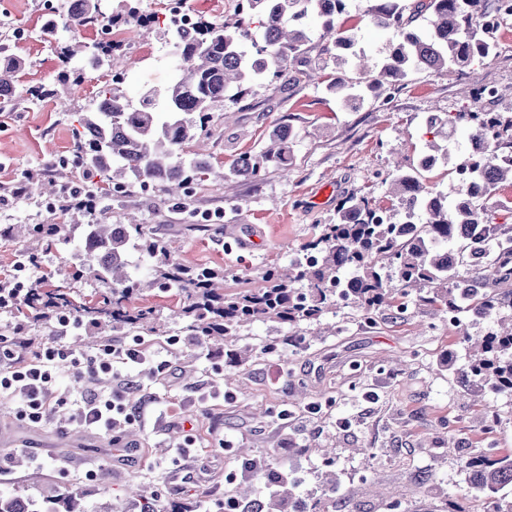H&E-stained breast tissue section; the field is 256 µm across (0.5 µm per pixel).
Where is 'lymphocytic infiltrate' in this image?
Masks as SVG:
<instances>
[{
    "label": "lymphocytic infiltrate",
    "mask_w": 512,
    "mask_h": 512,
    "mask_svg": "<svg viewBox=\"0 0 512 512\" xmlns=\"http://www.w3.org/2000/svg\"><path fill=\"white\" fill-rule=\"evenodd\" d=\"M53 318L50 342L35 343L21 322L13 325L11 335L0 336V396L16 397L19 420L38 424L55 416L120 443L122 428L133 424L137 414L131 401L133 381L153 382L166 370L163 343L140 334L120 343L107 337L93 352L84 353L71 348L69 340L86 329V322L63 309L55 311ZM64 366L85 384L79 399L51 393ZM103 379L113 383L106 395L94 387Z\"/></svg>",
    "instance_id": "obj_1"
}]
</instances>
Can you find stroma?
Wrapping results in <instances>:
<instances>
[{
	"instance_id": "obj_1",
	"label": "stroma",
	"mask_w": 512,
	"mask_h": 512,
	"mask_svg": "<svg viewBox=\"0 0 512 512\" xmlns=\"http://www.w3.org/2000/svg\"><path fill=\"white\" fill-rule=\"evenodd\" d=\"M365 0H348L341 20L354 34L357 46L373 61L386 51V35L360 19ZM47 16L42 0H0V43L12 46L26 61L18 88L51 83L61 70L57 39L43 35ZM313 37L307 57L322 66L320 80L299 79L281 84L266 81L252 86L237 100L226 102V118L212 121L203 149L218 168L233 166L243 155L257 156L269 144L277 126L291 125L293 144L289 171L269 169L257 182L210 180L195 185L189 210L167 203L162 192L134 189L123 205L108 203L112 223L136 215L149 230L166 241L188 266L224 270L227 291L252 288L263 269L283 266L302 246L336 217L339 198L356 195L387 205V181L396 166L415 161L431 134L425 125L435 112H463L476 104L475 84L503 92L497 111L512 109V17L503 24L497 56L475 69L436 73L418 71L389 98L365 94L355 106L345 105L329 92L326 81L336 70L323 54L322 22L309 19ZM22 26L28 38L13 41L11 30ZM149 44L151 54L132 53L131 44ZM116 53L129 59L124 90L139 98L148 87L168 85L172 56L163 30L153 24L131 25L116 32ZM74 88L65 101L24 94L13 108L0 112V225L64 223V216L42 213L37 195H19L18 179L42 175L51 155L71 151L73 129L90 104L99 101L111 76L104 70L69 67ZM220 215L209 232H193L196 216ZM76 236L18 242L0 238V273L11 270L21 255L37 252L40 264L51 266L49 286L67 288L74 298L100 292L89 278L74 276ZM141 306L155 309L159 334L172 338L163 353L168 369L164 379L145 386L153 401L128 429L143 448L138 463L125 464L110 438L85 434L72 442L69 428L50 419L37 427L16 418L11 399L0 397V458L8 461L0 474V494L21 495L34 487L35 499H49L80 491L86 512L105 506L120 512H141L142 500L132 494L138 486L152 492L164 512H193L199 493L221 498L233 494L224 470L232 459L229 448H247L266 455L278 468V451L293 447L289 464L302 474L300 493L332 495L336 512H446L449 495L463 486L458 461L482 448L481 430L487 420L482 407L491 402L499 419L503 451L512 452V396L486 394L484 400L465 398L466 387L449 360H461L460 330L480 336L489 323L451 326L447 315L409 304L402 314L385 310L373 322L361 321L355 307L337 308L331 324L336 334L321 336L315 325L253 324L236 340L224 343L225 353L248 347L245 366L226 369L223 355L205 358L190 337L180 336L174 296L146 292ZM202 391L221 397L198 402ZM181 407V425L159 415L169 404ZM193 437L189 457L175 459L173 447ZM457 447L448 450L449 437ZM48 450L53 463L39 466L18 459L17 448ZM200 470L196 491L173 495L174 465ZM96 478H87V470ZM338 479L329 491L327 472Z\"/></svg>"
}]
</instances>
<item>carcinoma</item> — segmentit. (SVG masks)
I'll return each mask as SVG.
<instances>
[{
	"label": "carcinoma",
	"instance_id": "carcinoma-1",
	"mask_svg": "<svg viewBox=\"0 0 512 512\" xmlns=\"http://www.w3.org/2000/svg\"><path fill=\"white\" fill-rule=\"evenodd\" d=\"M346 9L345 0H245L242 16L231 26L209 25L192 32H169L172 56L181 75L164 90L165 109L156 107L154 95L145 93L136 101L118 84L104 91L95 110L83 113L73 129L74 163L54 178L28 183L22 190H43L62 198L71 225L62 230L80 231L82 241H91L100 251L75 266V277L88 273L109 286L96 302H77L64 288H32L24 299L36 320L48 318L47 306L68 309L95 329V335L113 331L153 329L154 310L136 306L133 298L155 288L173 291L183 299L178 311L181 332L209 345L254 322L319 324L333 313L342 293L371 319L388 308H399L409 296L435 311L463 312L473 320H491L496 328L483 336L463 333L465 362L456 369L472 378L476 390L512 395V326L503 328V310L512 312V227L493 224L487 209L476 205L489 201L500 188L512 184V115L482 112V122L472 123L469 112L431 114L427 126L436 142H425L419 156L432 170L448 162V142L463 131L467 144L479 143L494 133L493 156L474 163L479 185L476 195L460 189L450 197L435 184L423 181L419 166L396 169L391 180V202L385 207L366 196H351L336 207V222L322 227L319 235L300 253L318 255L314 263L297 258L288 267H270L261 276L262 285L233 294L224 293V271L188 267L175 259L168 245L133 221L113 224L102 211L96 216L69 205L97 192L110 194L115 187L126 195L148 181L164 192L178 208L187 206L184 189L211 178L227 180L247 176L262 179L270 166L288 170L290 133L275 130L259 157L243 156L227 172L214 168L201 152L189 145L208 137L213 114L224 101L237 98L246 82L268 78L284 84L297 80L294 64H307L303 46L310 37L302 19L314 14L323 20L322 37L332 46L323 52L355 73L341 72L330 88L348 102L361 95L354 89L366 84L381 93L402 86L413 71H462L474 62L496 55V40L486 33L490 15L483 0H378L364 16L375 28L389 35V53L375 64L354 50L355 38L335 24ZM260 17L261 35L250 27V18ZM105 21L99 0H78L69 7L64 26L78 31ZM336 53H331V49ZM88 46L75 40L63 52L66 63L81 60ZM25 67L19 55L0 51V104L15 99V78ZM68 97L72 87L63 74L45 91ZM42 88L30 93L41 95ZM471 228L479 239H466L458 260L448 245V228ZM3 233L11 238H41L38 224H10ZM465 486L448 512H466L460 501L473 491L490 497L487 512H512V501L498 500L500 491L512 486V454L491 458L473 454L460 460ZM332 503L303 497L293 483L280 485L267 512H332ZM0 512H85L82 495L66 493L59 498L23 502L0 495Z\"/></svg>",
	"mask_w": 512,
	"mask_h": 512
}]
</instances>
